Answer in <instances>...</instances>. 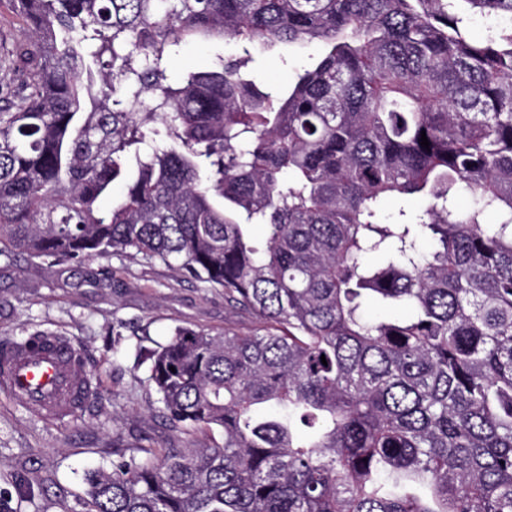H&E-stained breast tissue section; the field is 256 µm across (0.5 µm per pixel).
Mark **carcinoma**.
<instances>
[{
    "instance_id": "1",
    "label": "carcinoma",
    "mask_w": 512,
    "mask_h": 512,
    "mask_svg": "<svg viewBox=\"0 0 512 512\" xmlns=\"http://www.w3.org/2000/svg\"><path fill=\"white\" fill-rule=\"evenodd\" d=\"M6 2L0 257L139 256L262 323L139 349L168 425L224 444L90 472L85 512H512V0ZM22 36L18 22L7 10L0 13V57L3 58L14 42ZM236 51V47L233 44L223 45L217 42L182 47L179 53L168 61V74L172 77H177L188 68H205L211 64L216 54L224 55V53L229 54ZM321 54V46L314 43L305 49L278 46L262 55H254L248 69L266 75L268 79L290 83L297 70L310 67L316 63Z\"/></svg>"
}]
</instances>
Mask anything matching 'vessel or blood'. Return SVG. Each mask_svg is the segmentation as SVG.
<instances>
[{"label": "vessel or blood", "instance_id": "obj_1", "mask_svg": "<svg viewBox=\"0 0 512 512\" xmlns=\"http://www.w3.org/2000/svg\"><path fill=\"white\" fill-rule=\"evenodd\" d=\"M0 390L40 417L59 418L87 401L85 367L63 336L42 337L38 347L0 342Z\"/></svg>", "mask_w": 512, "mask_h": 512}]
</instances>
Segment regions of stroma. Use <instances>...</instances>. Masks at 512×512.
Masks as SVG:
<instances>
[{"mask_svg":"<svg viewBox=\"0 0 512 512\" xmlns=\"http://www.w3.org/2000/svg\"><path fill=\"white\" fill-rule=\"evenodd\" d=\"M234 45L183 47L167 63L170 76L204 68ZM320 44L278 46L255 56L252 71L288 83L316 63ZM259 319L236 307L223 289L207 288L163 264L128 256L97 257L84 266L0 257V340L22 330L68 337L87 362L98 397L68 416H36L0 392V512H80L84 476L141 456L143 448L178 447L185 434L169 428L137 346H152L178 327L210 333L248 332Z\"/></svg>","mask_w":512,"mask_h":512,"instance_id":"stroma-1","label":"stroma"}]
</instances>
